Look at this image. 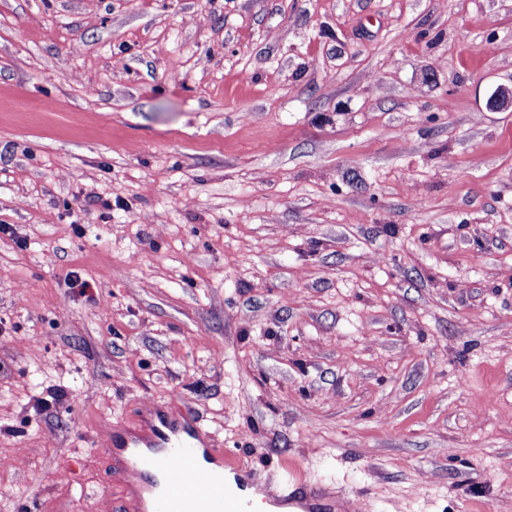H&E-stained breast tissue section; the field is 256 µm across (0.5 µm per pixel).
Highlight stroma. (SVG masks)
<instances>
[{
    "label": "stroma",
    "mask_w": 512,
    "mask_h": 512,
    "mask_svg": "<svg viewBox=\"0 0 512 512\" xmlns=\"http://www.w3.org/2000/svg\"><path fill=\"white\" fill-rule=\"evenodd\" d=\"M501 88L512 0H0V512H113L172 402L342 512H512Z\"/></svg>",
    "instance_id": "stroma-1"
}]
</instances>
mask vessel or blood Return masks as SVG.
Here are the masks:
<instances>
[{
    "label": "vessel or blood",
    "mask_w": 512,
    "mask_h": 512,
    "mask_svg": "<svg viewBox=\"0 0 512 512\" xmlns=\"http://www.w3.org/2000/svg\"><path fill=\"white\" fill-rule=\"evenodd\" d=\"M109 459L118 462L137 498L136 512H335L318 483L277 471L248 483L191 411L146 410L140 428L111 433Z\"/></svg>",
    "instance_id": "b4317fda"
}]
</instances>
